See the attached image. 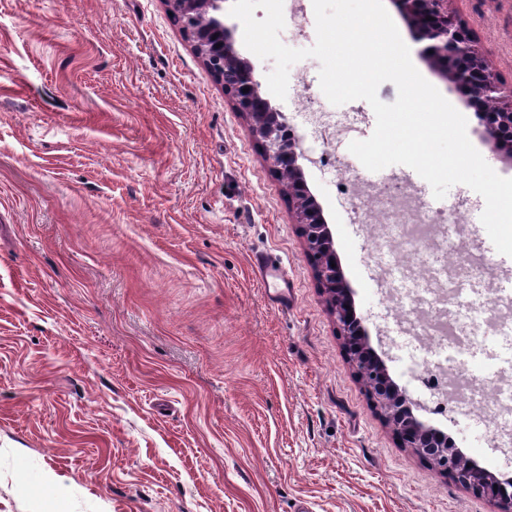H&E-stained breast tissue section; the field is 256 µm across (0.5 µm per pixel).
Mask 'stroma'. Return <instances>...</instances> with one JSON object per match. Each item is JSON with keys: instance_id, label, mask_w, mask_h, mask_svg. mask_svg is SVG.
<instances>
[{"instance_id": "stroma-1", "label": "stroma", "mask_w": 512, "mask_h": 512, "mask_svg": "<svg viewBox=\"0 0 512 512\" xmlns=\"http://www.w3.org/2000/svg\"><path fill=\"white\" fill-rule=\"evenodd\" d=\"M422 76L467 119L502 177L478 118L418 54ZM494 77L512 84V0H448ZM320 63L292 65L275 100L301 147L343 270L395 381L424 420L497 477L512 452L470 404L436 396L397 301H434L450 247L488 255L465 271L449 315L479 326L451 366L512 377V316L488 324L485 296L508 298L498 253L463 184L435 199L413 169L368 171L348 149L376 125L363 100L330 106L316 135L304 95L323 99ZM399 182L465 230L419 245L370 235L361 187ZM285 180L205 68L164 0H0V512H495L486 497L403 448L372 407L327 309ZM421 255L435 280L406 263ZM277 264L262 283L255 258ZM391 272L393 297L380 289Z\"/></svg>"}]
</instances>
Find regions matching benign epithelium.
I'll return each mask as SVG.
<instances>
[{
    "label": "benign epithelium",
    "instance_id": "benign-epithelium-1",
    "mask_svg": "<svg viewBox=\"0 0 512 512\" xmlns=\"http://www.w3.org/2000/svg\"><path fill=\"white\" fill-rule=\"evenodd\" d=\"M184 22L183 32L210 73L224 81V95L249 121L266 163L277 175L288 174V198L299 225L316 280L326 295L338 334L357 375L367 387L377 411L409 448L442 475L458 467L455 477L473 493L494 502L496 512H512V492L489 478L479 465L473 474L458 466L466 454L444 431L422 420L420 405L392 379L384 356L372 346L364 319L357 312L354 292L338 258L323 207L311 191L306 167L318 160L300 146L287 118L260 92L256 68L237 45L235 28L224 23L226 0H165ZM412 37L422 44L420 56L441 78L453 84L465 102L478 109L481 136L488 149L512 167V86L494 80L472 32L448 15V0H393Z\"/></svg>",
    "mask_w": 512,
    "mask_h": 512
}]
</instances>
